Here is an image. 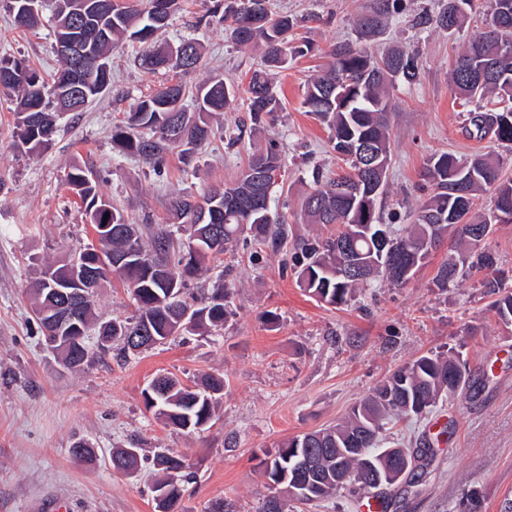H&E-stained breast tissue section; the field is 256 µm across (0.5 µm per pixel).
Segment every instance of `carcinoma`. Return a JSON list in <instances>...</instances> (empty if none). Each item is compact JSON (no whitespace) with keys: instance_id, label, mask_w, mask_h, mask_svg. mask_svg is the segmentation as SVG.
Segmentation results:
<instances>
[{"instance_id":"carcinoma-1","label":"carcinoma","mask_w":512,"mask_h":512,"mask_svg":"<svg viewBox=\"0 0 512 512\" xmlns=\"http://www.w3.org/2000/svg\"><path fill=\"white\" fill-rule=\"evenodd\" d=\"M12 16L26 13L21 27L32 29L40 16L25 12V0H5ZM77 0H57L55 38L77 37L93 43L95 52L106 57L124 38L140 44L134 63L146 72L190 71L199 66L201 53L193 41H185L184 57L169 53L170 42L162 35L180 0H162L163 9L154 10L156 0L137 8L129 0H97L100 13L81 21L75 12ZM469 0H442L436 16L429 19L435 28L448 31L461 27ZM399 0H375L357 20L363 38L379 35ZM208 25L228 24L230 38L239 45L258 44L263 66L252 72L242 105L249 112L251 127L258 130L274 121L280 100L274 92L273 71L288 65L289 58L301 53L291 46L290 32L295 22L288 14H276L268 0H215L206 16ZM485 27L458 52L452 83L460 99L486 98L512 100V0H490ZM325 62L304 86L303 106L331 132L333 150L348 164L349 171L327 181L312 173L314 187L301 205L306 224H334L336 233L326 237H303L294 244L293 269L299 287L314 300L341 307L355 298L360 286L381 278L392 288H404L411 277L403 278L397 268L409 265L418 271L445 237L453 239L452 253L438 267L434 283L439 288L473 278L491 298L490 310L505 325L512 324V292L503 290L496 269V257L486 244H477L472 232L479 226L512 224V181L500 176V159L485 153L459 158L450 153L431 157L422 174L432 191L420 197L412 223L400 230L383 222L377 208L379 198L387 194L391 162V124L389 89L397 81L412 84L419 77L415 51L392 49L377 57L349 43L334 44L324 53ZM62 67L52 81L19 60L0 59V90L16 97V137L33 149L43 138V130L55 117L57 96L65 90L64 78H78L81 99L74 112H82L111 85L112 73L89 67L78 71L76 62L61 56ZM237 90L224 79L208 77L196 88L197 111L186 110L189 91L175 82L141 97L124 125L115 127L112 142L124 153L142 156L159 163L174 150L184 158L202 150L213 135L210 117L222 113L235 99ZM470 135L482 139L491 134L502 143L512 144V106L487 108L476 106L469 112ZM364 142L376 145L382 170L373 173L363 168L352 147ZM281 168V155L269 144L252 155L248 169L258 166ZM466 169L468 181L454 187V173ZM66 184L85 208V215L97 238L60 264L48 265L31 290L32 311L45 342L54 335L38 312L54 304L55 288H67L73 282L75 264L98 272L100 279L112 273L130 290L137 305L136 314L124 320H112V335L122 346L118 356L136 353L129 336L139 335L148 326L160 343L185 333L203 334L224 328L234 315L230 291L219 276L210 296L200 301L188 283L210 258L235 250L242 236L257 243L279 246L288 238V226L281 223L271 208L260 205L245 209L236 198L250 197L259 187L242 175L222 188L204 191L200 199L178 195L169 202L175 230L159 227L144 239L138 225L127 222L124 214L100 194L98 176L89 169L76 167L67 174ZM483 193L491 194L490 213L479 212L476 202ZM221 235L218 248L207 238L210 232ZM127 256L116 268L112 260ZM195 309L196 319L188 328L178 327L185 311ZM112 345L84 343L80 365L107 354ZM467 360L453 353L422 354L389 374L375 389L355 403L336 425L293 436L262 462L263 475L274 494L268 496L260 512H290L292 499L288 488L301 478L309 480L306 503L328 500L338 491L376 492L380 503L391 496L394 484H378L366 471L369 459H378L384 467L392 456L414 454L429 465L428 440L419 448H404L395 442H383L385 425L392 421L420 419L431 413L444 399L453 397L470 384ZM224 396V378L209 374L201 382L189 385L173 374L164 375L162 388L144 389L146 409L166 425L188 433L204 429L213 419ZM140 455L125 448L112 452V468L121 473L135 471ZM154 465L164 472L155 491L170 489L167 503H156L158 512H181L182 485L172 479V471L187 468L184 460L172 452H161Z\"/></svg>"}]
</instances>
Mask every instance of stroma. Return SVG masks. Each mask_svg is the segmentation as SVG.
Listing matches in <instances>:
<instances>
[{
    "label": "stroma",
    "mask_w": 512,
    "mask_h": 512,
    "mask_svg": "<svg viewBox=\"0 0 512 512\" xmlns=\"http://www.w3.org/2000/svg\"><path fill=\"white\" fill-rule=\"evenodd\" d=\"M371 3L271 0L272 11L296 17L297 37L310 42L311 52L277 74L281 109L275 122L229 144L230 132L248 120L244 107L233 105L211 117V142L188 163L176 152L159 166L123 155L112 131L140 97L173 80L191 89L218 76L247 87L262 53L235 44L222 25L200 24L212 0H182L167 32L174 43L201 42L199 69L144 72L134 64L138 44L124 43L111 55L109 90L84 112L59 120L47 149H18L14 104L0 94V512H38L54 499L63 500L68 512H157L151 461L166 448L191 466L182 512H208L219 500L233 512H260L268 495L260 466L265 453L292 436L336 424L392 370L430 350L461 353L477 383L425 419L394 425L410 446L430 436L433 459L420 477L400 484L387 512H460L473 492L480 512H505L512 504V326L488 312L489 299L477 281L435 286L450 241L406 287L373 282L340 308L316 302L298 287L291 240L274 249L247 242L212 260L190 283L194 293H203L220 270L230 268L235 315L222 331L185 334L124 359L109 353L78 371L46 350L31 310L29 290L43 264L61 262L93 236L81 202L64 184L76 164L97 172L103 196L132 223L165 225L172 197L234 181L253 151L273 143L283 159L273 210L293 237L320 233V226L303 223L301 200L313 169L328 179L342 162L328 128L305 111L303 87L331 45L357 43L355 20ZM402 3L401 13L365 47L377 54L409 48L421 63L416 83H396L391 92L392 161L382 207L403 218L417 207L421 174L432 155L490 153L512 178V146L490 135L469 136L468 108L451 80L454 57L472 26L484 20L486 0H471L469 27L454 33L417 22L422 14H436L440 0ZM53 9L54 0H44L43 25L23 30L0 6V58L25 60L44 76L54 75L61 63L49 23ZM134 311L126 287L108 275L95 294L98 320ZM166 372L184 379L223 376L224 399L211 428L187 434L154 419L142 391ZM133 440L144 467L114 471L113 449ZM78 441L93 448L91 460L73 458Z\"/></svg>",
    "instance_id": "obj_1"
}]
</instances>
